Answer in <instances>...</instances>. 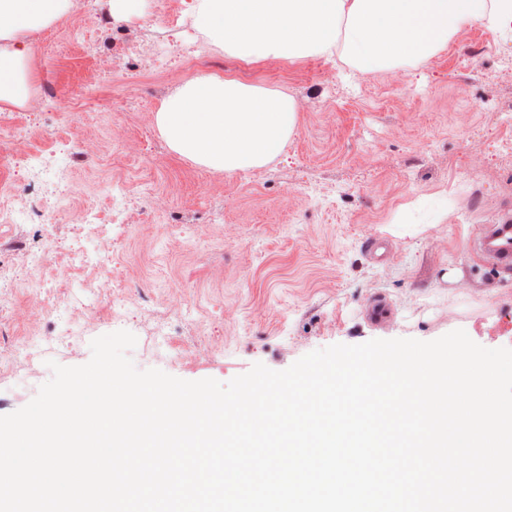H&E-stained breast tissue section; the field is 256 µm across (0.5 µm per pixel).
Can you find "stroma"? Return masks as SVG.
Wrapping results in <instances>:
<instances>
[{
    "mask_svg": "<svg viewBox=\"0 0 512 512\" xmlns=\"http://www.w3.org/2000/svg\"><path fill=\"white\" fill-rule=\"evenodd\" d=\"M497 48L455 38L428 61L397 72L309 75V59L274 64L225 53L183 22L68 15L28 33L33 93L56 95L58 111H37L33 162L54 159L63 181L52 237L36 221L0 224V352L29 327L37 337L32 390L51 379L50 362L85 364L96 337L126 330L141 363L174 377L228 382L261 363L284 370L311 351L371 339H437L461 329L486 348H512V271L476 240L512 221V37ZM212 74L287 92L301 106L295 133L266 166L213 172L180 158L155 114L190 74ZM125 125L116 152L111 123ZM94 141L78 154L50 144ZM122 184L124 193L106 188ZM289 207H282V199ZM444 200L438 222L399 224L402 212ZM93 204L94 229L67 219ZM124 209L128 234L112 224ZM95 239L130 297L123 317L107 289L69 285L67 249ZM385 240L382 260L369 241ZM51 288L83 316L37 317L31 299ZM393 315L374 325L369 306ZM219 345L207 357V344Z\"/></svg>",
    "mask_w": 512,
    "mask_h": 512,
    "instance_id": "obj_1",
    "label": "stroma"
}]
</instances>
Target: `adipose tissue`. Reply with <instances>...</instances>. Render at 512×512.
Here are the masks:
<instances>
[{"mask_svg":"<svg viewBox=\"0 0 512 512\" xmlns=\"http://www.w3.org/2000/svg\"><path fill=\"white\" fill-rule=\"evenodd\" d=\"M77 0H0V104L30 95L27 33L73 12ZM512 31V0H196L195 23L248 61L337 54L363 74L436 54L463 26ZM287 93L233 78H188L160 105L158 131L177 155L215 172L265 166L298 123Z\"/></svg>","mask_w":512,"mask_h":512,"instance_id":"obj_1","label":"adipose tissue"}]
</instances>
